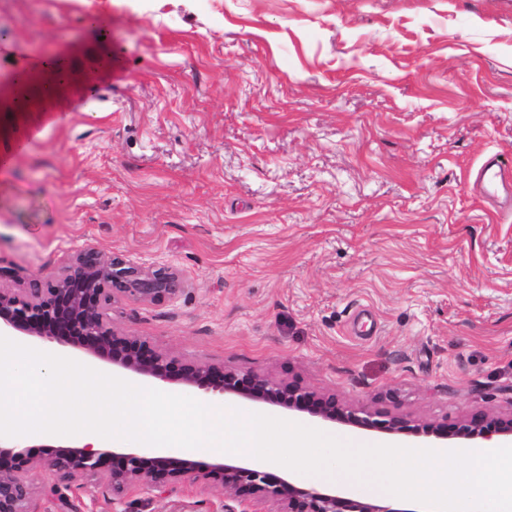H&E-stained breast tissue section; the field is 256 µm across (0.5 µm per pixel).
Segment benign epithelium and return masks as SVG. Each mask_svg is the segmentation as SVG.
<instances>
[{
  "label": "benign epithelium",
  "mask_w": 512,
  "mask_h": 512,
  "mask_svg": "<svg viewBox=\"0 0 512 512\" xmlns=\"http://www.w3.org/2000/svg\"><path fill=\"white\" fill-rule=\"evenodd\" d=\"M181 280L169 267L143 269L119 257L88 249L46 288L16 291L0 287V331L12 329L44 343L69 344L160 383H179L203 391L235 395L307 413L332 423L389 434L431 438L442 448H473L477 440L499 437L512 442V412L490 416L481 411L450 423L419 422L342 403L334 394L294 382L228 369L155 349L147 341L118 331L106 311L120 298L161 302L175 296ZM42 466L66 487L77 480L104 482L115 500L145 485L168 493L186 481L236 503L226 512H394L315 487H299L276 473L217 459L203 463L186 455L156 451L125 452L84 447H54L37 458L27 449L0 446V512H30L36 490L25 480Z\"/></svg>",
  "instance_id": "benign-epithelium-1"
}]
</instances>
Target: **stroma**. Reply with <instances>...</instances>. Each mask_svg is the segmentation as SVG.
Returning <instances> with one entry per match:
<instances>
[{
	"instance_id": "obj_1",
	"label": "stroma",
	"mask_w": 512,
	"mask_h": 512,
	"mask_svg": "<svg viewBox=\"0 0 512 512\" xmlns=\"http://www.w3.org/2000/svg\"><path fill=\"white\" fill-rule=\"evenodd\" d=\"M46 55L77 86L18 99ZM492 154L512 163V0H0V286L86 248L173 267L175 296L109 316L177 357L420 421L512 412V208L472 188ZM25 478L33 512H224L189 482Z\"/></svg>"
}]
</instances>
